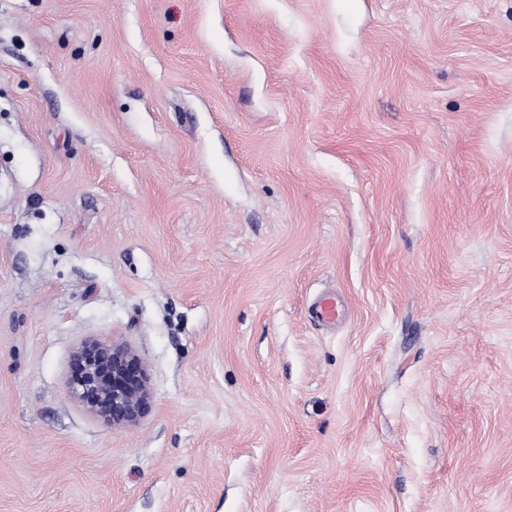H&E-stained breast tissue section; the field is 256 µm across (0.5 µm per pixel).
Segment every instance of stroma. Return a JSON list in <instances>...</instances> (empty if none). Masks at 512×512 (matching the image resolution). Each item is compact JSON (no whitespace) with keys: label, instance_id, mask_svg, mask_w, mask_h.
<instances>
[{"label":"stroma","instance_id":"stroma-1","mask_svg":"<svg viewBox=\"0 0 512 512\" xmlns=\"http://www.w3.org/2000/svg\"><path fill=\"white\" fill-rule=\"evenodd\" d=\"M0 512H512V0H0ZM74 396L112 427L135 425L150 408L152 394L142 359L127 345L88 341L75 348Z\"/></svg>","mask_w":512,"mask_h":512}]
</instances>
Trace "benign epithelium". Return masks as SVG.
I'll use <instances>...</instances> for the list:
<instances>
[{
    "mask_svg": "<svg viewBox=\"0 0 512 512\" xmlns=\"http://www.w3.org/2000/svg\"><path fill=\"white\" fill-rule=\"evenodd\" d=\"M74 396L86 409L114 427L132 426L150 408L152 394L142 359L127 345L88 341L75 348Z\"/></svg>",
    "mask_w": 512,
    "mask_h": 512,
    "instance_id": "benign-epithelium-1",
    "label": "benign epithelium"
}]
</instances>
